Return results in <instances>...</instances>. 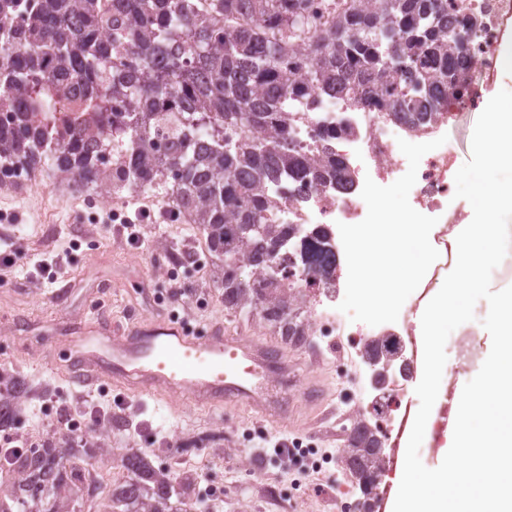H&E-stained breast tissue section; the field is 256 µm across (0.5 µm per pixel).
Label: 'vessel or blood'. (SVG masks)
<instances>
[{"label":"vessel or blood","instance_id":"obj_1","mask_svg":"<svg viewBox=\"0 0 512 512\" xmlns=\"http://www.w3.org/2000/svg\"><path fill=\"white\" fill-rule=\"evenodd\" d=\"M66 342L70 376L81 385L103 380L139 396L183 397L210 409L246 407L266 418L286 417L269 390L272 376L287 375V360L223 324L194 334L175 320L123 326L92 318Z\"/></svg>","mask_w":512,"mask_h":512}]
</instances>
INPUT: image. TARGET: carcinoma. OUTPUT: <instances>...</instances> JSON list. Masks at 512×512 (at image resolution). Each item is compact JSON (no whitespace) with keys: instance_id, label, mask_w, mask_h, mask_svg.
<instances>
[{"instance_id":"cac0c4a2","label":"carcinoma","mask_w":512,"mask_h":512,"mask_svg":"<svg viewBox=\"0 0 512 512\" xmlns=\"http://www.w3.org/2000/svg\"><path fill=\"white\" fill-rule=\"evenodd\" d=\"M309 0H0V185L41 171L79 191L99 184L157 190L187 213L222 258L224 308L257 315L288 343L306 340L288 269L290 228L270 192L308 184L352 185L319 130L303 152L297 112L347 94L353 106L385 95L391 119L420 127L468 91L463 67L477 19L448 18V0H348L314 30ZM314 65L292 77L295 56ZM324 284L336 271L325 231L312 233ZM279 261L271 274L267 262ZM31 384L0 367V432L11 433ZM112 421L84 436L56 428L0 469V512H192L196 478L127 451L110 498L97 500L92 470L107 453ZM379 431L353 419L345 461L361 482L385 470L366 451Z\"/></svg>"}]
</instances>
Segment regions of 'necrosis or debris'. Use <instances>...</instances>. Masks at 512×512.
<instances>
[{
    "instance_id": "obj_1",
    "label": "necrosis or debris",
    "mask_w": 512,
    "mask_h": 512,
    "mask_svg": "<svg viewBox=\"0 0 512 512\" xmlns=\"http://www.w3.org/2000/svg\"><path fill=\"white\" fill-rule=\"evenodd\" d=\"M468 5L478 20L479 28L465 66L494 74L501 31L505 23L512 20V0H468ZM481 101V89H470L463 99L448 101L440 118L418 129L391 120L374 107L341 109L324 100L306 112L297 128L304 150L314 148L312 134L316 127L347 128V135L334 140L333 145L337 154L344 158L353 183L345 191L336 190L332 185H317L296 196L278 197L279 220L294 227L290 246H297L300 239L311 231L321 228L332 235L336 232L337 223L361 222L367 214V206L361 197L365 181L370 179L378 185L387 186L408 169L407 159L398 146L399 140L425 143L446 135L459 110H476ZM455 174L456 155L447 146L426 153L419 163L417 180L411 190L413 208L441 209L448 201ZM294 280L301 300L312 307L306 323L307 334L333 335L336 313L330 305L327 287L310 285L308 276L299 271L295 272Z\"/></svg>"
}]
</instances>
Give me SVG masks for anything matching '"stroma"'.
<instances>
[{
	"instance_id": "35a3bbf8",
	"label": "stroma",
	"mask_w": 512,
	"mask_h": 512,
	"mask_svg": "<svg viewBox=\"0 0 512 512\" xmlns=\"http://www.w3.org/2000/svg\"><path fill=\"white\" fill-rule=\"evenodd\" d=\"M164 205L157 195L148 204L150 217L133 214L141 236L131 244L119 225L97 223L101 208H88L82 194L56 189L41 176L22 190L0 188V252L23 250L52 264L48 272L33 265L0 270V366L55 387L52 397L32 400L21 434L43 436L54 428L51 401L57 398L75 415L118 419L113 447L138 448L157 466L196 473L201 491L220 487L222 502L215 512H338L337 486L353 493L358 486L337 459L346 432L334 409L354 412L368 385V368L340 372L338 355H314V347H326V337L285 346L258 317L226 311L219 267L190 262L205 248V235L193 224L163 222ZM177 263L180 275L160 281L159 269ZM176 285L185 292L192 330L202 333L220 322L231 333L283 346L295 375L274 382L273 395L288 402L287 422L243 407L208 409L178 397L140 400L110 385L87 402L85 388L68 377L67 359L57 355L65 336L98 313L126 324L163 319ZM487 312V302L479 301L474 320L447 340L446 377L456 389L478 373L490 352L491 337L482 325ZM48 354L54 360L47 372L43 358ZM310 384L322 385V404L305 401L303 389ZM286 437L302 438L317 450L321 468L305 482H296L293 463L274 452L275 443Z\"/></svg>"
}]
</instances>
